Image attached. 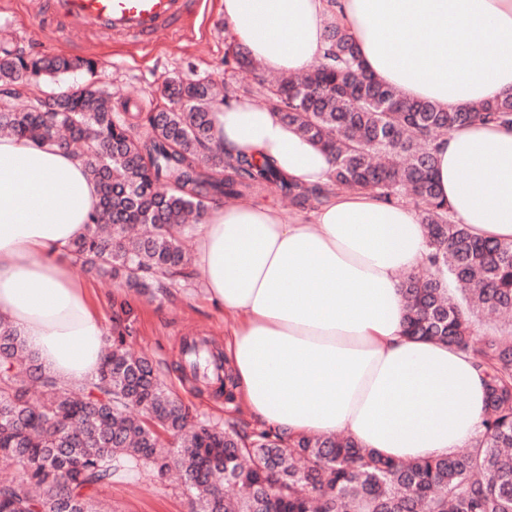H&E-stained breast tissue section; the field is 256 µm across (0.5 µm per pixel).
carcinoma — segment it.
<instances>
[{
  "instance_id": "carcinoma-1",
  "label": "carcinoma",
  "mask_w": 512,
  "mask_h": 512,
  "mask_svg": "<svg viewBox=\"0 0 512 512\" xmlns=\"http://www.w3.org/2000/svg\"><path fill=\"white\" fill-rule=\"evenodd\" d=\"M323 61L298 79L268 84L249 54L224 63L252 74L253 92L280 119L331 157L333 184L411 198L421 208L430 255L427 275L402 282L406 334L453 347L483 369L486 411L479 434L461 452L394 461L351 437L287 440L251 436L236 424L193 420L153 362L125 347L122 331L97 380L81 387L47 375L0 321V457L19 477L0 481V512H97L94 494L114 477L178 468L193 512H512V342L475 335L473 319L512 313V241L477 237L448 214L435 182L433 143L473 122L512 124V95L447 111L411 100L369 75L347 30L327 31ZM93 59L26 55L0 48V130L53 141L85 158L99 210L74 242V263L140 292L150 278L188 277L180 240L185 217H202L222 196L274 185L305 207L325 190L288 181L276 167L233 159L215 144L210 113L226 103L211 81L171 77L161 102L119 112L88 84L18 106L16 86ZM453 288H448V285ZM39 383L33 403L20 371ZM232 484L238 493L228 496Z\"/></svg>"
}]
</instances>
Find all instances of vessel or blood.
Listing matches in <instances>:
<instances>
[{
    "label": "vessel or blood",
    "instance_id": "b4317fda",
    "mask_svg": "<svg viewBox=\"0 0 512 512\" xmlns=\"http://www.w3.org/2000/svg\"><path fill=\"white\" fill-rule=\"evenodd\" d=\"M201 0H46L45 12L69 29L142 43L184 30Z\"/></svg>",
    "mask_w": 512,
    "mask_h": 512
}]
</instances>
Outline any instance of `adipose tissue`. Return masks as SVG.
I'll return each mask as SVG.
<instances>
[{"mask_svg": "<svg viewBox=\"0 0 512 512\" xmlns=\"http://www.w3.org/2000/svg\"><path fill=\"white\" fill-rule=\"evenodd\" d=\"M227 34L263 68L318 65L335 18L362 63L403 95L446 110L512 95V0H223ZM233 157L267 158L303 185L332 182L329 155L270 109L240 98L211 115ZM451 218L512 240V126L470 124L434 145ZM99 204L83 158L0 137V320L63 384L94 378L109 347L70 249ZM205 298L234 321L225 342L238 393L264 428L345 433L395 460L466 447L485 387L471 359L404 334L400 273L429 247L419 211L360 189L333 190L309 215L249 202L197 224Z\"/></svg>", "mask_w": 512, "mask_h": 512, "instance_id": "1", "label": "adipose tissue"}]
</instances>
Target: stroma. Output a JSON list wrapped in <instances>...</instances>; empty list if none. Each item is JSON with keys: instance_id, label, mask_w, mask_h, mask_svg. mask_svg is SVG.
Listing matches in <instances>:
<instances>
[{"instance_id": "stroma-1", "label": "stroma", "mask_w": 512, "mask_h": 512, "mask_svg": "<svg viewBox=\"0 0 512 512\" xmlns=\"http://www.w3.org/2000/svg\"><path fill=\"white\" fill-rule=\"evenodd\" d=\"M43 0H0V43L7 41L30 54L87 56L97 60L96 74L76 71L39 84L40 95L76 89L94 82L103 86L114 104L128 108L147 105L160 96L171 76L208 77L224 84L239 74L224 64L229 43L224 35L223 0H203L191 33L164 34L153 43L89 37L40 20ZM190 277L164 282L162 290L143 295L116 283H106L73 268L72 274L90 290L93 305L106 329L123 330L132 352L156 364L162 379L191 411L221 422H234L247 433L257 425L246 411L228 408L216 385L191 377L182 364L185 337L201 336L223 347L229 322L223 310L200 292L204 278L198 264ZM98 512H190V502L177 476L159 479L144 474L115 481L96 495Z\"/></svg>"}]
</instances>
